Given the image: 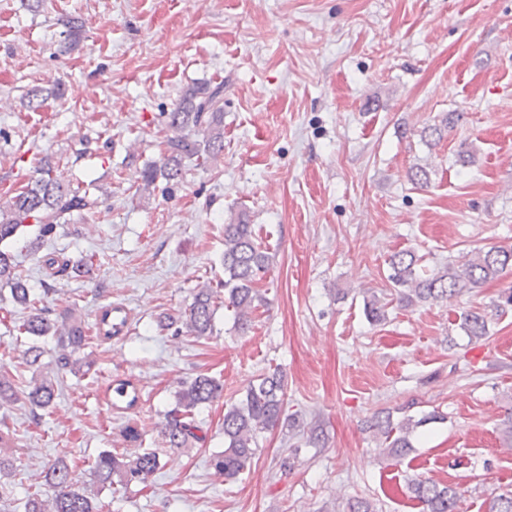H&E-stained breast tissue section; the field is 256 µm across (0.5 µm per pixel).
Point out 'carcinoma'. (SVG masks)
I'll list each match as a JSON object with an SVG mask.
<instances>
[{
	"label": "carcinoma",
	"mask_w": 512,
	"mask_h": 512,
	"mask_svg": "<svg viewBox=\"0 0 512 512\" xmlns=\"http://www.w3.org/2000/svg\"><path fill=\"white\" fill-rule=\"evenodd\" d=\"M59 51L76 49L85 33L86 23L79 17L61 20ZM62 95V83L50 88L32 89L25 95L28 108L36 111L48 106V100ZM462 113L446 112L437 122L420 131L421 140L433 146L444 137L445 131L461 120ZM165 137L161 141L163 162L147 164L141 172V183L136 193L146 196L154 192L158 182L167 187L179 183L186 167H207L224 152V81L191 86L184 90L171 111L163 113ZM59 162L48 157L40 162L15 195L0 201V243L13 239L26 227H37L35 241L55 233L70 223L72 216L87 213L98 205L86 188L64 182L57 174ZM273 256L256 238L249 215L240 210L224 223V282L215 288L205 283L197 288L192 303L178 318L168 319L181 324L177 332L187 336H211L216 310L223 305L234 310V324L245 331L252 326L253 314L264 303L257 289L272 263ZM424 257L413 250H401L388 259L390 272V299L383 300L377 293L365 289L364 310L375 323L386 319V307L397 302L404 308L427 303L443 302L464 292L500 279L512 272V245L469 249L462 259L440 267L427 268ZM50 276L69 278L75 272H90L94 257L86 255L74 265L71 260H46ZM0 284L10 287L11 301L28 310L22 323V332L30 336L31 345L24 352L25 363L37 369L25 390L18 391L11 376L0 370V406L10 404L24 394L33 409L50 410L56 406L57 382L64 372L78 373L89 369L92 360L81 354L91 339V329L82 321L51 317L50 308L42 305L30 279L15 263L13 256L0 250ZM460 327L466 335L482 339L488 334L486 316L479 311L461 313ZM51 337L59 349L55 360L56 371L40 369L44 353L41 340ZM224 385L206 374H198L175 393V405L167 411L162 427V446L185 449L203 441L202 408L218 401ZM285 379L280 369L265 371L252 380L243 396L224 404V451L212 456L214 468L233 479L250 466L258 448L261 433L278 427H290L284 417ZM444 419L438 411L428 412L415 420L409 416L395 424L390 417L375 415L368 426L381 440L388 453L399 460L413 448L411 437L415 430ZM11 456L0 453V508H8L13 496L6 482L12 474ZM161 467V453L156 448H139L132 454L102 451L94 464L95 485L79 483L75 470L60 460L44 470V481L53 488L45 496L38 491L27 495L26 512H106L110 505L99 500L101 489L116 482L127 486L133 482L145 485ZM408 490L424 504L426 512H458L459 493L456 488L427 479H414ZM487 512H512V491L493 495Z\"/></svg>",
	"instance_id": "carcinoma-1"
}]
</instances>
